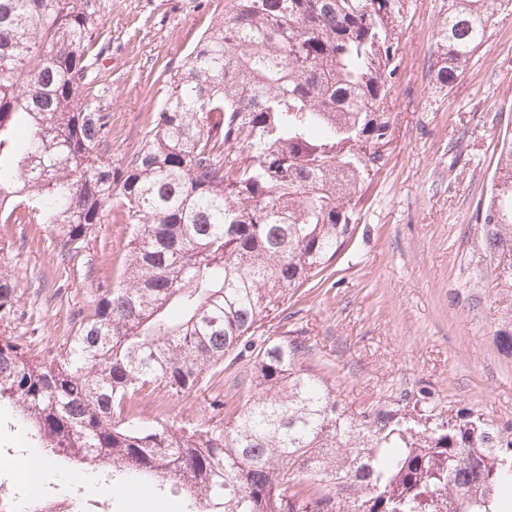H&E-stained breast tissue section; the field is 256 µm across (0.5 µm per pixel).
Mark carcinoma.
<instances>
[{
    "mask_svg": "<svg viewBox=\"0 0 512 512\" xmlns=\"http://www.w3.org/2000/svg\"><path fill=\"white\" fill-rule=\"evenodd\" d=\"M507 0H448L429 71L452 90ZM97 0H0V223L45 224L71 262L106 211L132 231L118 279L73 314L51 359L10 332L0 272V405L29 445L114 485L188 500L187 512H512V423L426 396L355 414L306 367L301 336L263 320L351 241L355 197L392 135L396 0H231L180 69L120 169L92 71ZM512 352V137L481 215ZM249 378L221 418L224 362ZM218 391L220 419L181 426L138 397Z\"/></svg>",
    "mask_w": 512,
    "mask_h": 512,
    "instance_id": "1",
    "label": "carcinoma"
}]
</instances>
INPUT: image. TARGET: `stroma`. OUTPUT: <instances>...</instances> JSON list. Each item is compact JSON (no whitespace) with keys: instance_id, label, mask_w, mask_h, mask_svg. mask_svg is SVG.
<instances>
[{"instance_id":"1","label":"stroma","mask_w":512,"mask_h":512,"mask_svg":"<svg viewBox=\"0 0 512 512\" xmlns=\"http://www.w3.org/2000/svg\"><path fill=\"white\" fill-rule=\"evenodd\" d=\"M401 65L388 106L393 120L384 164L364 189L356 232L326 282L285 302L266 335L289 333L313 346L311 371L329 379L357 412L401 396L429 393L440 408H472L512 422V354L494 332L504 318L495 262L476 220L494 174L497 141L512 133V14L489 38L451 91L433 86L427 60L447 0H407ZM229 0H98L109 48L94 63L112 114L110 159L119 169L138 150L162 95L160 64L178 69ZM128 226L105 214L81 257L52 266L47 225L0 224L11 251L5 272L18 282L24 317L15 335L32 353L60 354L69 314L90 308L93 290L116 280ZM210 394L168 400L164 389L139 402L143 420L167 407L180 424L211 419Z\"/></svg>"}]
</instances>
